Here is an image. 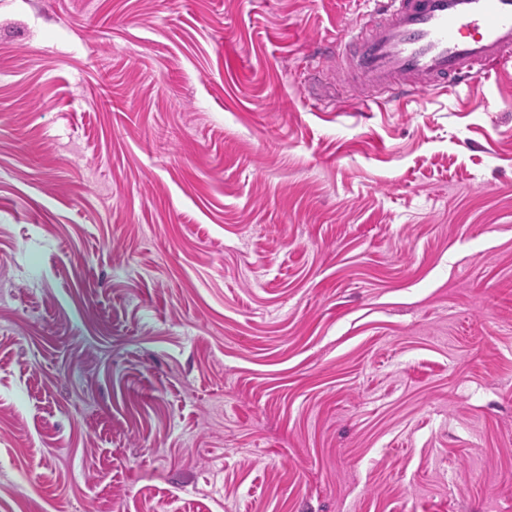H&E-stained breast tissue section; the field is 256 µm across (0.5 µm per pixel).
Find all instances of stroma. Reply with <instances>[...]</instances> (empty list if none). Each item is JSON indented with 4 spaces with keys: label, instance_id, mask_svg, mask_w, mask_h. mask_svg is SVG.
Returning <instances> with one entry per match:
<instances>
[{
    "label": "stroma",
    "instance_id": "stroma-1",
    "mask_svg": "<svg viewBox=\"0 0 512 512\" xmlns=\"http://www.w3.org/2000/svg\"><path fill=\"white\" fill-rule=\"evenodd\" d=\"M371 8L0 0V512H512V73ZM374 11L382 24L332 50L398 101L448 82L470 90L490 68L512 64V0H388Z\"/></svg>",
    "mask_w": 512,
    "mask_h": 512
}]
</instances>
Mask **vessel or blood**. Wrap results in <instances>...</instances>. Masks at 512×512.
<instances>
[{
    "mask_svg": "<svg viewBox=\"0 0 512 512\" xmlns=\"http://www.w3.org/2000/svg\"><path fill=\"white\" fill-rule=\"evenodd\" d=\"M369 35L337 41L354 74L396 97L472 89L512 64V0H386Z\"/></svg>",
    "mask_w": 512,
    "mask_h": 512,
    "instance_id": "obj_1",
    "label": "vessel or blood"
}]
</instances>
